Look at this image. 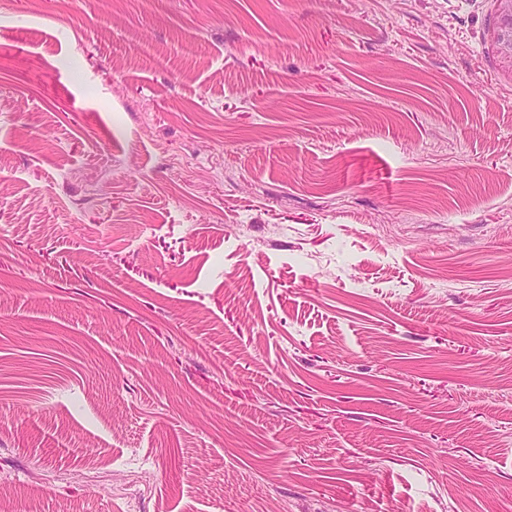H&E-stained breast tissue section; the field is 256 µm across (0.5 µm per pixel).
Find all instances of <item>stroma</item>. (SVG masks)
Here are the masks:
<instances>
[{
    "label": "stroma",
    "instance_id": "obj_1",
    "mask_svg": "<svg viewBox=\"0 0 512 512\" xmlns=\"http://www.w3.org/2000/svg\"><path fill=\"white\" fill-rule=\"evenodd\" d=\"M495 0H0V512H512Z\"/></svg>",
    "mask_w": 512,
    "mask_h": 512
}]
</instances>
